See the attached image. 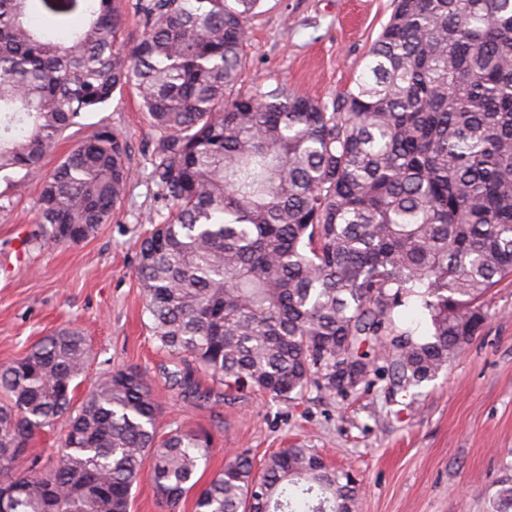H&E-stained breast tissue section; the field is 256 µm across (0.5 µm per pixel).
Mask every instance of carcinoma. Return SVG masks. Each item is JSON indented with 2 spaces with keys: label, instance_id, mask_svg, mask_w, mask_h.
<instances>
[{
  "label": "carcinoma",
  "instance_id": "1",
  "mask_svg": "<svg viewBox=\"0 0 512 512\" xmlns=\"http://www.w3.org/2000/svg\"><path fill=\"white\" fill-rule=\"evenodd\" d=\"M260 0H137L120 48L116 0H0V178L42 181L39 241L72 246L106 223L133 177L102 126L49 174L43 159L85 112L133 87L158 138L149 181L168 214L137 273L158 348L190 395L201 369L227 389L293 399L386 379L432 380L479 336L485 293L512 274V0H396L354 87L328 100L237 88ZM415 302L416 336L396 311ZM91 356L62 328L0 365V489L8 512H129L145 458L168 512L198 483L211 437L158 439L146 372L121 367L72 408ZM68 416L56 460L19 473L35 431ZM356 512L353 473L313 448L260 469L241 454L194 512ZM489 512H512V481ZM119 10L123 14V23L125 27L126 40L124 41L125 50H129L139 39L142 33V28L139 21V16L135 11L134 4L136 0H117Z\"/></svg>",
  "mask_w": 512,
  "mask_h": 512
}]
</instances>
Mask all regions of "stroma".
I'll return each instance as SVG.
<instances>
[{
    "label": "stroma",
    "instance_id": "obj_1",
    "mask_svg": "<svg viewBox=\"0 0 512 512\" xmlns=\"http://www.w3.org/2000/svg\"><path fill=\"white\" fill-rule=\"evenodd\" d=\"M394 7V0H262L249 20L241 89L279 84L324 100L346 91ZM103 125L126 140L134 178L111 219L83 242L33 243L40 181L9 187L0 180L10 199L0 210V364L74 326L92 354L74 404L113 369L145 370L159 435L184 424L212 438L200 484L234 455L259 464L276 449L301 444L352 471L361 486L358 512H488L497 481L512 478V276L485 295L482 334L410 395L392 394L381 380L342 394L312 389L279 400L225 389L199 370L195 394L184 396L168 378L174 364L157 348L136 274L139 242L165 211L146 178L157 134L136 90L115 92L102 109L85 113L43 170L51 172L72 145Z\"/></svg>",
    "mask_w": 512,
    "mask_h": 512
}]
</instances>
